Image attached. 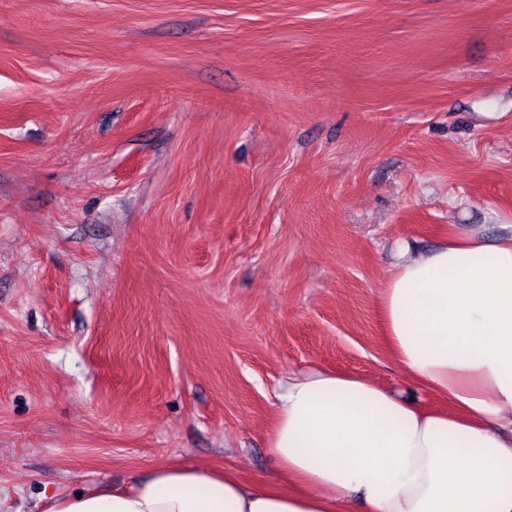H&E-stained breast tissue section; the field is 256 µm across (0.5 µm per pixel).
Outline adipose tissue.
I'll list each match as a JSON object with an SVG mask.
<instances>
[{"label":"adipose tissue","mask_w":512,"mask_h":512,"mask_svg":"<svg viewBox=\"0 0 512 512\" xmlns=\"http://www.w3.org/2000/svg\"><path fill=\"white\" fill-rule=\"evenodd\" d=\"M380 306L396 362L455 414L352 374L292 372L270 439L288 490L160 467L47 512H512V236L459 233L403 257Z\"/></svg>","instance_id":"obj_1"}]
</instances>
